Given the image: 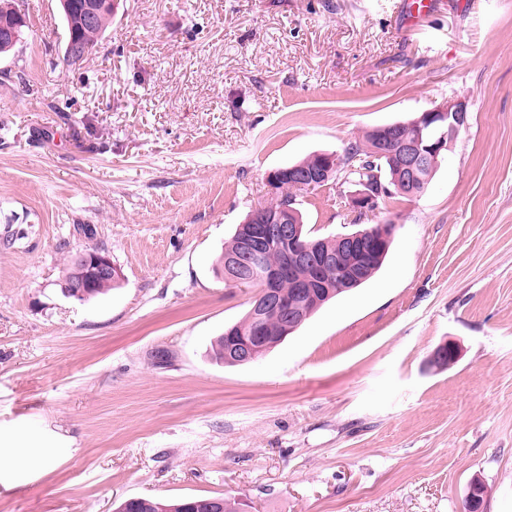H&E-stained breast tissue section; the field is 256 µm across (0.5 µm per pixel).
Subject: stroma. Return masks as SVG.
Wrapping results in <instances>:
<instances>
[{
	"label": "stroma",
	"mask_w": 512,
	"mask_h": 512,
	"mask_svg": "<svg viewBox=\"0 0 512 512\" xmlns=\"http://www.w3.org/2000/svg\"><path fill=\"white\" fill-rule=\"evenodd\" d=\"M0 54V512L221 496L238 512H512V0H120L79 66L58 0ZM469 104L425 191L297 194L314 236L396 226L367 284L257 361L212 341L257 294L214 267L272 170ZM99 247L119 288L55 285ZM458 360L429 365L445 342ZM402 4L405 20L409 25H415L420 18L435 12L441 6H445L446 0H404ZM26 437L17 434L11 443H0V470L12 473H31L41 468L44 462L25 447Z\"/></svg>",
	"instance_id": "35a3bbf8"
}]
</instances>
